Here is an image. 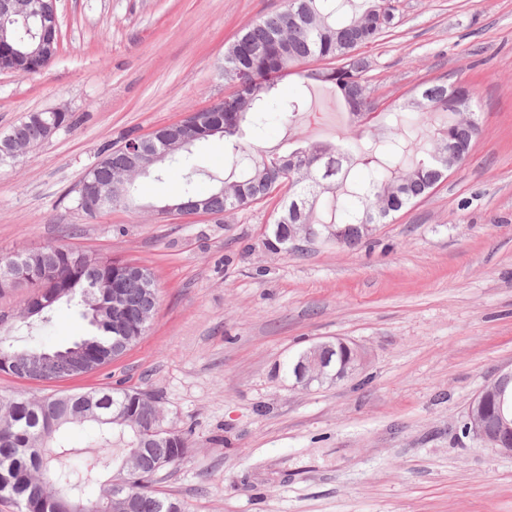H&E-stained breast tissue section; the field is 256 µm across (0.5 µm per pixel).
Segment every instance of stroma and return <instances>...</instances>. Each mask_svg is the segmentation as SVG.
Returning a JSON list of instances; mask_svg holds the SVG:
<instances>
[{"mask_svg": "<svg viewBox=\"0 0 512 512\" xmlns=\"http://www.w3.org/2000/svg\"><path fill=\"white\" fill-rule=\"evenodd\" d=\"M284 0H58L61 48L40 73L0 72V134L66 107L76 123L0 167V254L61 244L150 268L159 305L140 340L95 372L28 381L0 398L123 385L156 397L192 450L152 489L188 512H512V456L464 434L470 404L512 369V0H397L396 22L361 54L384 105L445 78L475 90L468 161L354 248L269 250L274 202L230 221L161 213L177 180L136 178L134 201L87 217L75 190L102 149L229 94L234 37ZM294 119L266 114L245 140L285 156L314 140L365 146L325 87ZM207 191L231 173L224 142L193 152ZM358 345L351 377L305 390L289 357L320 340Z\"/></svg>", "mask_w": 512, "mask_h": 512, "instance_id": "stroma-1", "label": "stroma"}]
</instances>
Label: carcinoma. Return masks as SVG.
Listing matches in <instances>:
<instances>
[{
  "label": "carcinoma",
  "instance_id": "carcinoma-1",
  "mask_svg": "<svg viewBox=\"0 0 512 512\" xmlns=\"http://www.w3.org/2000/svg\"><path fill=\"white\" fill-rule=\"evenodd\" d=\"M395 0H363L356 9L351 0H285L283 9L265 15L248 25L224 51V83L233 94L215 104L204 116L210 132L204 134L190 121L178 127L171 137L165 131L137 136L148 149H161L170 139L183 146L168 154L170 173L198 143L214 136L224 138L225 148L235 158L239 175L207 193L193 185L197 169L181 174L183 186L177 201L187 206L207 203L210 214L229 219L237 210L267 198H279L274 214L273 237L268 248L288 251L291 227L307 224L310 236L325 238L330 230L346 229L344 238L331 239L338 246L352 247L368 235L366 224H383L429 194L448 174V159L469 157L481 133L474 119V97L470 86L437 80L421 85L416 96L396 108L370 96L362 80L366 65L357 51L379 41L394 25ZM11 44L28 43L41 37L34 21L4 23ZM298 76L305 86L336 89L352 115L362 126L365 117L377 110L389 120L391 134L374 139L361 155L337 146L314 141L286 156L256 158L240 144L242 126L247 120L258 125L268 112V95L276 83ZM42 122L25 116L9 135L34 148L46 141L43 123L61 128L74 124L73 115L44 111ZM129 137L121 145L104 150L93 164L100 192L106 196L119 191L122 206L132 202L134 182L126 180L130 160L126 154ZM364 166L362 178L348 180V170ZM67 248L49 244L40 255L27 257L17 251L0 257V295L16 288L29 290V299H41L44 308L34 314L23 309L16 318L38 317L28 324L34 334L51 320L55 306L66 304L86 322L80 339L56 349L19 347L12 336L0 330V351L17 354L10 374L19 378L49 380L73 373L74 349L82 347L96 367L122 356L146 332L158 304V290L151 270L135 261L94 257L80 266L66 261ZM54 266L59 279H46L40 267ZM137 388L111 387L97 393L105 414L134 418L145 424L158 414V406L136 399ZM89 392L52 395L41 399L18 396L0 401V482L9 483L5 499L18 512H55L54 496L73 495L89 512H127L125 499L136 497L135 512H187L185 504L162 495L149 486L151 476L141 475L119 492L110 484L87 497L85 487L94 483L99 469L119 467L134 448L142 450L146 462H163L164 468L180 465L191 451V431L137 436L121 422L101 425L97 439L106 456L99 462L77 458L65 448L60 433L72 424V417L86 410ZM488 409L474 414L488 417L487 411L503 402L505 413L512 412V379L502 377L489 389Z\"/></svg>",
  "mask_w": 512,
  "mask_h": 512
}]
</instances>
